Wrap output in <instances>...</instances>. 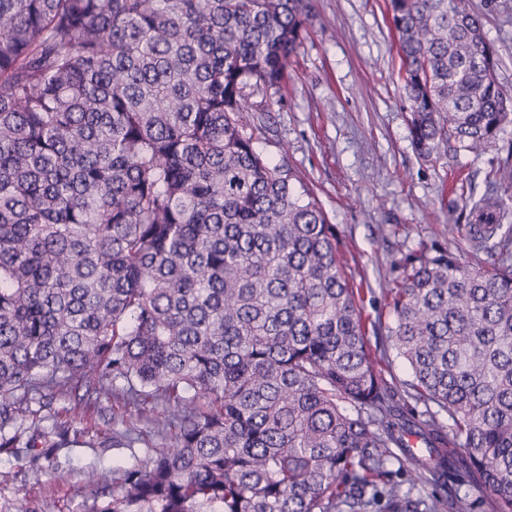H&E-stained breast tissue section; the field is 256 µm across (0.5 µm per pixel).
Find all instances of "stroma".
Returning <instances> with one entry per match:
<instances>
[{"instance_id": "stroma-1", "label": "stroma", "mask_w": 512, "mask_h": 512, "mask_svg": "<svg viewBox=\"0 0 512 512\" xmlns=\"http://www.w3.org/2000/svg\"><path fill=\"white\" fill-rule=\"evenodd\" d=\"M316 11L289 79L279 92L253 94L249 105L268 118L255 148L270 164L287 163L314 193L335 224L342 259L365 288L360 305L370 343L391 320L380 286L410 249L435 240L469 254L460 226L470 222V202L495 179L512 149V123L484 153L448 145L420 157L410 139V104L399 77L398 42L385 0H315ZM483 16L487 40L498 56V78L512 94V0H469ZM60 419L72 420L69 444L52 460L0 454V512H98L84 492L83 474L97 471L111 484L116 467L131 464L126 448L105 446L112 413L135 420L134 406L105 399L75 404L57 396ZM471 495V512H487L464 470L416 486L414 495Z\"/></svg>"}]
</instances>
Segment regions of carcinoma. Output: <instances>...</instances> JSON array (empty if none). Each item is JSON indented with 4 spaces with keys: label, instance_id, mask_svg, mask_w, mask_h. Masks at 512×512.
<instances>
[{
    "label": "carcinoma",
    "instance_id": "carcinoma-1",
    "mask_svg": "<svg viewBox=\"0 0 512 512\" xmlns=\"http://www.w3.org/2000/svg\"><path fill=\"white\" fill-rule=\"evenodd\" d=\"M420 155L480 152L512 96L467 0H387ZM314 0H0V451L68 443L51 408L122 397L150 428L98 512H470L413 497L463 468L512 512V224L506 167L470 212L472 253L402 254L371 352L336 225L254 143ZM448 412L394 413L376 365ZM422 441L415 452L406 437Z\"/></svg>",
    "mask_w": 512,
    "mask_h": 512
}]
</instances>
